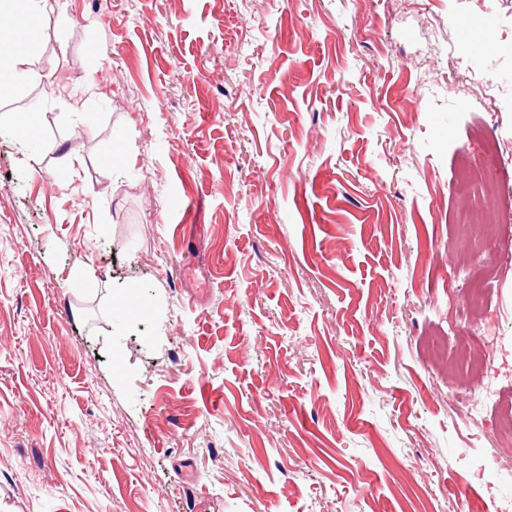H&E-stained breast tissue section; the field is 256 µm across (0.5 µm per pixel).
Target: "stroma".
Instances as JSON below:
<instances>
[{
  "mask_svg": "<svg viewBox=\"0 0 512 512\" xmlns=\"http://www.w3.org/2000/svg\"><path fill=\"white\" fill-rule=\"evenodd\" d=\"M97 2L15 64L101 96L0 99L45 143L0 129V512H492L512 99L471 26L512 0ZM14 133L26 142H38L40 140V129L33 114L29 112H18L13 119Z\"/></svg>",
  "mask_w": 512,
  "mask_h": 512,
  "instance_id": "1",
  "label": "stroma"
}]
</instances>
